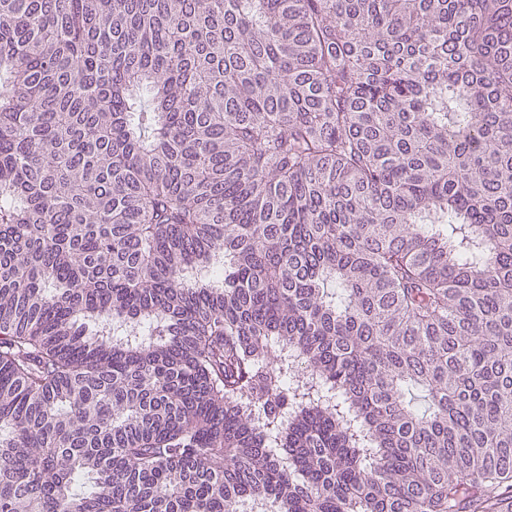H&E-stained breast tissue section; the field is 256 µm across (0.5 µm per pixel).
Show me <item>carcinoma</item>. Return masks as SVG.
Masks as SVG:
<instances>
[{
  "mask_svg": "<svg viewBox=\"0 0 512 512\" xmlns=\"http://www.w3.org/2000/svg\"><path fill=\"white\" fill-rule=\"evenodd\" d=\"M0 512H512V0H0Z\"/></svg>",
  "mask_w": 512,
  "mask_h": 512,
  "instance_id": "carcinoma-1",
  "label": "carcinoma"
}]
</instances>
